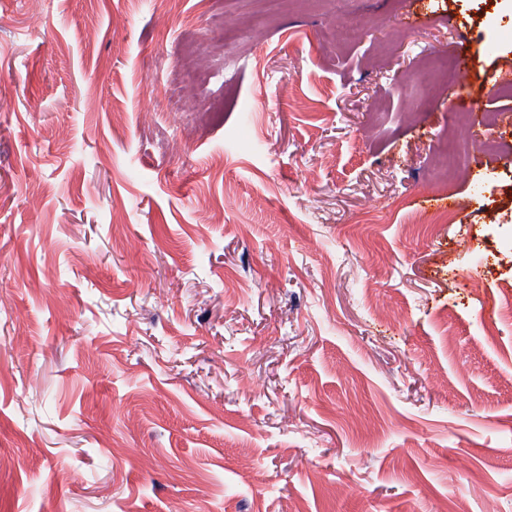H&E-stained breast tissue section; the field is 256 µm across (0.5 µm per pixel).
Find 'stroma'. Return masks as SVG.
Masks as SVG:
<instances>
[{
	"label": "stroma",
	"mask_w": 512,
	"mask_h": 512,
	"mask_svg": "<svg viewBox=\"0 0 512 512\" xmlns=\"http://www.w3.org/2000/svg\"><path fill=\"white\" fill-rule=\"evenodd\" d=\"M507 57L512 0H0V512H512Z\"/></svg>",
	"instance_id": "1"
}]
</instances>
